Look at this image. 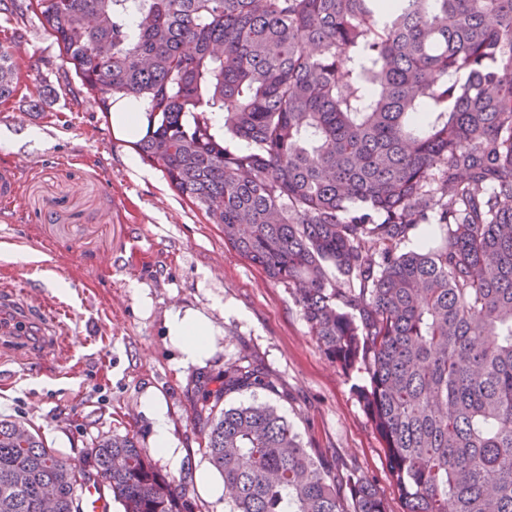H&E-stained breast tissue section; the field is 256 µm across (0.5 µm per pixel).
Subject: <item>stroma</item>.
<instances>
[{"mask_svg":"<svg viewBox=\"0 0 512 512\" xmlns=\"http://www.w3.org/2000/svg\"><path fill=\"white\" fill-rule=\"evenodd\" d=\"M0 44L18 74L14 97L0 103V168L20 172L16 200L0 204V294L34 318L30 333L0 341V419L31 424L79 469L85 449L115 430L151 447V423L138 406L156 390L190 474L206 460L187 394L192 380L248 361L281 392L234 394L231 403L276 406L336 476H364L386 512H404L354 390L364 374L346 377L329 362L288 286L226 244L220 226L142 162L131 140L115 136L96 94L63 66L33 12H0ZM11 252L39 261L14 262ZM137 284L150 307L136 299ZM175 306L205 312L217 329L204 369L175 365L164 327ZM48 334L57 342L40 350L31 373L26 352Z\"/></svg>","mask_w":512,"mask_h":512,"instance_id":"35a3bbf8","label":"stroma"}]
</instances>
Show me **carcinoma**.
Wrapping results in <instances>:
<instances>
[{
	"instance_id": "1",
	"label": "carcinoma",
	"mask_w": 512,
	"mask_h": 512,
	"mask_svg": "<svg viewBox=\"0 0 512 512\" xmlns=\"http://www.w3.org/2000/svg\"><path fill=\"white\" fill-rule=\"evenodd\" d=\"M32 11L133 146L295 301L384 443L405 512H512V0H0ZM18 84L0 47V102ZM224 113L223 128L215 125ZM424 227L425 242L402 245ZM371 241L377 246L366 248ZM335 270V279L329 270ZM254 364L195 380L224 512H385L336 480ZM123 512H193L129 433L89 449ZM77 471L0 420V512H82Z\"/></svg>"
}]
</instances>
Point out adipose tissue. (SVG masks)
<instances>
[{"label": "adipose tissue", "instance_id": "1", "mask_svg": "<svg viewBox=\"0 0 512 512\" xmlns=\"http://www.w3.org/2000/svg\"><path fill=\"white\" fill-rule=\"evenodd\" d=\"M166 334L178 352L179 366H201L213 349L215 330L210 319L192 309L171 311L165 321ZM140 407L152 422L153 448L171 470H179L186 451L179 448L170 431V418L164 399L154 391H147Z\"/></svg>", "mask_w": 512, "mask_h": 512}]
</instances>
